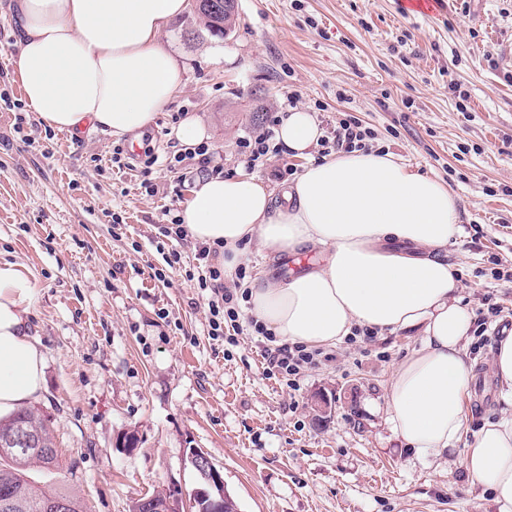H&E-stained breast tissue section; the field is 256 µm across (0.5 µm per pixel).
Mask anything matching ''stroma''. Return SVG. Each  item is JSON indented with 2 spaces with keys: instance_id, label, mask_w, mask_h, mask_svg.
Masks as SVG:
<instances>
[{
  "instance_id": "1",
  "label": "stroma",
  "mask_w": 512,
  "mask_h": 512,
  "mask_svg": "<svg viewBox=\"0 0 512 512\" xmlns=\"http://www.w3.org/2000/svg\"><path fill=\"white\" fill-rule=\"evenodd\" d=\"M17 2L0 0V259L34 277L30 333L46 388L31 408L48 420L87 512H130L172 487L191 493L201 478L190 448L209 454L240 512H497L463 455L506 409L490 369L495 331L483 348L464 342L475 378L460 451L440 464L406 449L388 421L387 388L419 331L342 342L292 390L263 375L267 341L254 330L234 346L211 339L186 278L197 242L160 228L200 179L196 161L167 167L181 147L177 120L202 124L225 175H238L237 143L259 130L254 112L281 111L291 94L322 130L354 118L366 149L454 191L461 233L440 256L457 271V295L474 315L492 297L512 322V282L491 274L512 265V0H445L435 16L406 0H238L223 38L185 11L160 38L183 84L148 130L124 137L39 120L15 75ZM143 144L151 176L143 157L113 163L114 148ZM163 246L180 252L179 269L166 267ZM350 386L354 405L314 420L315 392Z\"/></svg>"
}]
</instances>
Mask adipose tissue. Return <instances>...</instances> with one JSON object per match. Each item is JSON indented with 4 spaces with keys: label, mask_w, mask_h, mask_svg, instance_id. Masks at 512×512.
<instances>
[{
    "label": "adipose tissue",
    "mask_w": 512,
    "mask_h": 512,
    "mask_svg": "<svg viewBox=\"0 0 512 512\" xmlns=\"http://www.w3.org/2000/svg\"><path fill=\"white\" fill-rule=\"evenodd\" d=\"M186 8L187 0H19L15 69L29 106L57 129L88 123L121 137L146 128L182 84L160 37ZM321 136L300 109L277 130L298 157ZM180 218L193 238L221 245L228 275L253 241L276 255L326 252L323 266L249 291L251 315L283 340L318 349L356 327L419 329L420 349L387 389L388 420L416 454L454 455L473 381L463 350L472 318L454 268L437 256L460 232L447 185L392 153L356 150L308 162L280 204L253 176L203 179ZM34 296L29 270L0 262V417L44 389V353L28 328ZM464 465L498 512H512V416L482 427Z\"/></svg>",
    "instance_id": "obj_1"
}]
</instances>
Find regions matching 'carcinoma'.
<instances>
[{
  "instance_id": "obj_1",
  "label": "carcinoma",
  "mask_w": 512,
  "mask_h": 512,
  "mask_svg": "<svg viewBox=\"0 0 512 512\" xmlns=\"http://www.w3.org/2000/svg\"><path fill=\"white\" fill-rule=\"evenodd\" d=\"M20 427L36 431L47 443H54L46 420L28 409L0 419V440ZM65 478L58 456L47 455L43 448L0 447V500L13 502L9 512H45V505L53 500L66 501L67 512H85L81 498L62 487Z\"/></svg>"
}]
</instances>
